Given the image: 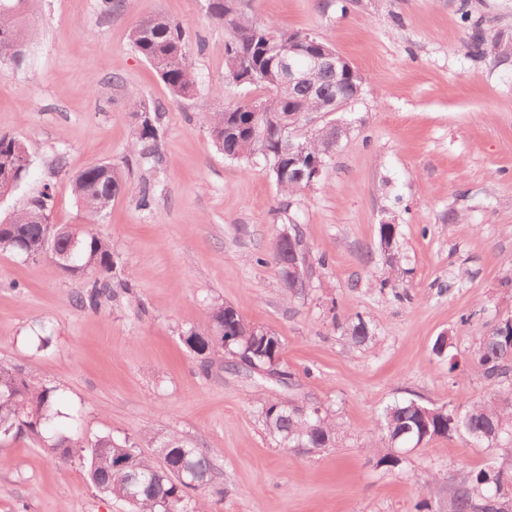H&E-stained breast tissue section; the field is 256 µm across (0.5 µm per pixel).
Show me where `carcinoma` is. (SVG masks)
<instances>
[{"label": "carcinoma", "instance_id": "obj_1", "mask_svg": "<svg viewBox=\"0 0 512 512\" xmlns=\"http://www.w3.org/2000/svg\"><path fill=\"white\" fill-rule=\"evenodd\" d=\"M207 14L230 31L225 44L226 63L224 80L237 85L255 86L266 90V96L257 102L261 112L255 127H247L235 138L228 131L243 121L245 114L255 106L244 103L222 104L208 113L210 137L224 156L247 164L260 154L270 162L271 177L277 188L291 195L301 185L281 175L290 163L282 151L283 134L280 126L284 111L292 108L302 112H320L322 107L309 97L310 89L300 88L287 99L278 89V72L273 60L279 46L296 40L311 38L314 34L288 32L271 22L249 16L241 7V0H207ZM24 0L14 5L0 4V64L20 67L26 59L31 33L20 16ZM133 49L160 76L175 99L194 95L195 78L186 51L185 33L181 24L163 15H152L139 20L131 29ZM468 54L481 59L488 54V39L479 21L472 22ZM319 89L327 97H350L353 85L363 82L354 74L350 80L322 74L315 78ZM138 124L136 143L139 160L151 168L162 165L160 142L163 137L162 112L158 105L140 99L132 101ZM331 127L323 126L308 138H294L297 166L308 167L314 162H327ZM28 149L15 137L0 135V197L11 194L22 181L30 166ZM126 186L122 171L109 163L94 162L70 178L73 197L83 208L86 225L99 223L107 214L112 199L124 192ZM52 193L45 187L39 195L27 199L9 221L0 222V253L26 260L59 258L54 250H64L67 241L55 245L45 240L43 226L50 223ZM81 248L71 265L61 268L69 276L86 281L82 292L83 307L96 310L101 299L112 294V288H128L121 278V262L112 252L111 242L89 230L80 229ZM345 332L356 344L371 337V330L361 317L346 323ZM184 343L200 359H210L223 350L235 361L240 354L251 351L255 360L282 355L283 343L268 328H252L232 306H217L207 325L192 329L183 336ZM474 366L488 383V396L470 402L458 412L460 424H448V410L433 408V414L424 415L418 409L420 402L408 399L387 407L382 415L388 441L400 447H414L435 437L462 435L470 442L491 448L503 441L512 443V385L503 383L512 379V319L491 327L478 344L473 358ZM250 377L281 388L291 389L296 383L287 370L279 369L278 376L262 371L245 370ZM56 400V389L36 388L12 368L0 364V441L15 439L27 429L44 437V442L60 457L67 458L75 448L86 452L90 483L101 494L119 498L127 503L130 512H200L192 503L190 492L204 489L213 482L214 464L210 454L191 448L172 435H142L130 441L116 442L103 436L90 443L53 432L50 410ZM257 411L268 432L285 447L304 444L310 448H326L333 444L336 423L328 411L315 414L307 409L301 416L290 411L281 402L263 401ZM166 445L165 455L148 456L141 446L157 448ZM108 459L112 467L102 465ZM139 476V495L131 500L127 489L130 480ZM512 504V474L487 466L467 472L451 501L453 512H508Z\"/></svg>", "mask_w": 512, "mask_h": 512}]
</instances>
